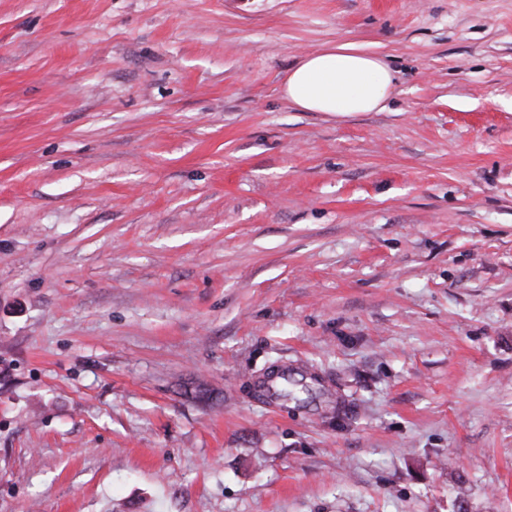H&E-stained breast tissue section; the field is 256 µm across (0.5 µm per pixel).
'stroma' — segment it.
I'll return each instance as SVG.
<instances>
[{
  "label": "stroma",
  "instance_id": "obj_1",
  "mask_svg": "<svg viewBox=\"0 0 512 512\" xmlns=\"http://www.w3.org/2000/svg\"><path fill=\"white\" fill-rule=\"evenodd\" d=\"M0 512H512V0H0ZM395 77L390 64L376 53L335 42L300 54L281 90L288 103L303 112H380L395 89Z\"/></svg>",
  "mask_w": 512,
  "mask_h": 512
}]
</instances>
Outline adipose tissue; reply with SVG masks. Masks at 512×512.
I'll use <instances>...</instances> for the list:
<instances>
[{
  "mask_svg": "<svg viewBox=\"0 0 512 512\" xmlns=\"http://www.w3.org/2000/svg\"><path fill=\"white\" fill-rule=\"evenodd\" d=\"M395 77L390 64L376 53L335 42L300 54L288 70L282 93L303 112H380L395 89Z\"/></svg>",
  "mask_w": 512,
  "mask_h": 512,
  "instance_id": "obj_1",
  "label": "adipose tissue"
}]
</instances>
